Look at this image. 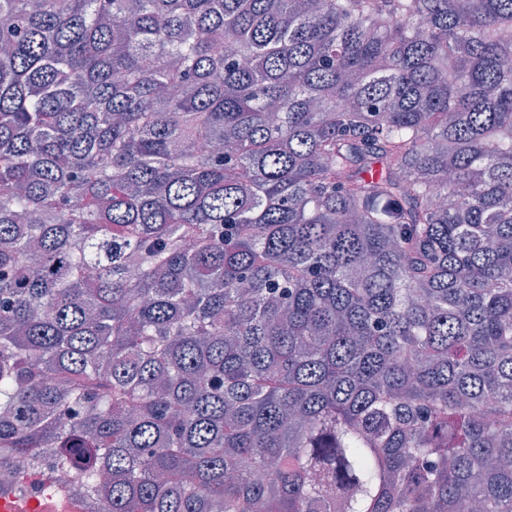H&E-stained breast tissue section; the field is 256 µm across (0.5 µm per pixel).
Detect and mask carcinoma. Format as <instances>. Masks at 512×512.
I'll return each instance as SVG.
<instances>
[{
  "label": "carcinoma",
  "mask_w": 512,
  "mask_h": 512,
  "mask_svg": "<svg viewBox=\"0 0 512 512\" xmlns=\"http://www.w3.org/2000/svg\"><path fill=\"white\" fill-rule=\"evenodd\" d=\"M20 456L112 512H512V0H0Z\"/></svg>",
  "instance_id": "1"
}]
</instances>
